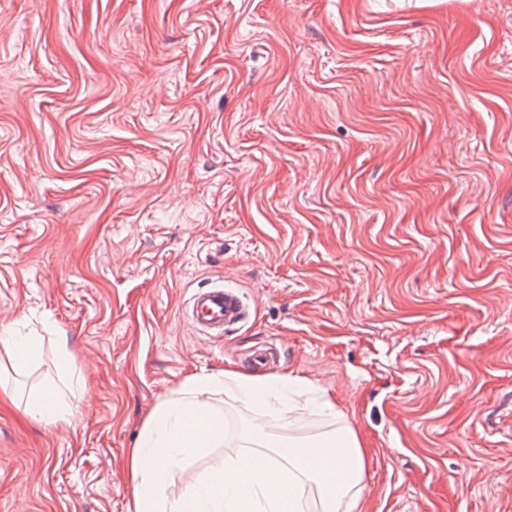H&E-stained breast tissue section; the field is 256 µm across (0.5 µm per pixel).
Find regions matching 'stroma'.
Returning a JSON list of instances; mask_svg holds the SVG:
<instances>
[{"label": "stroma", "instance_id": "obj_1", "mask_svg": "<svg viewBox=\"0 0 512 512\" xmlns=\"http://www.w3.org/2000/svg\"><path fill=\"white\" fill-rule=\"evenodd\" d=\"M226 276L222 337L181 317ZM0 512H132L127 452L185 378L309 379L365 512H512V0H0ZM73 359L61 368L59 345ZM242 451L255 409L216 395ZM226 276L196 289L184 303L188 324L204 336H224V331L248 322L251 307L240 288L227 284ZM0 344L18 365L27 364L37 356L39 351L38 343L34 338L31 336H15L13 331L1 335ZM26 412L38 423L45 425H64L70 423L72 410L63 406L58 389L46 384L32 393L26 401Z\"/></svg>", "mask_w": 512, "mask_h": 512}]
</instances>
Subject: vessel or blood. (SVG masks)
I'll list each match as a JSON object with an SVG mask.
<instances>
[{
    "mask_svg": "<svg viewBox=\"0 0 512 512\" xmlns=\"http://www.w3.org/2000/svg\"><path fill=\"white\" fill-rule=\"evenodd\" d=\"M184 310L188 324L206 336L223 335L224 331L247 323L251 315L241 289L228 285L223 276L196 289Z\"/></svg>",
    "mask_w": 512,
    "mask_h": 512,
    "instance_id": "obj_1",
    "label": "vessel or blood"
}]
</instances>
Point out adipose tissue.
Listing matches in <instances>:
<instances>
[{"instance_id": "1", "label": "adipose tissue", "mask_w": 512, "mask_h": 512, "mask_svg": "<svg viewBox=\"0 0 512 512\" xmlns=\"http://www.w3.org/2000/svg\"><path fill=\"white\" fill-rule=\"evenodd\" d=\"M312 388L299 375L256 376L232 369L186 378L154 407L128 451L132 512H304L308 495L316 499L318 512H364L366 457L350 427L308 441L279 433L299 410L336 416L335 403L312 396ZM218 393L259 409L253 435L258 449L215 460L194 483H178L175 475L188 458L224 438V419L210 405ZM26 411L52 426L69 423L72 415L51 384L28 397Z\"/></svg>"}]
</instances>
